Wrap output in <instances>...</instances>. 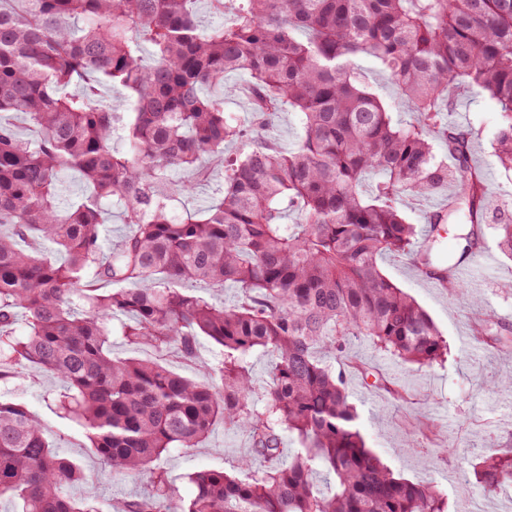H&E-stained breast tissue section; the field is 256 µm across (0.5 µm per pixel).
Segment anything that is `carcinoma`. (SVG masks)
<instances>
[{
	"label": "carcinoma",
	"mask_w": 512,
	"mask_h": 512,
	"mask_svg": "<svg viewBox=\"0 0 512 512\" xmlns=\"http://www.w3.org/2000/svg\"><path fill=\"white\" fill-rule=\"evenodd\" d=\"M201 2L222 23L202 26ZM358 56L387 73L412 122L393 123L356 77ZM234 71L249 76L251 111L299 115L293 147L224 115ZM474 86L499 110L495 156L511 172L512 0H0V384L26 366L54 375L67 388L59 414L85 429L103 468L149 475L147 492L114 512H448L433 483L395 476L367 445L332 359L357 336L420 368L448 355L380 261L407 254L449 294H468L457 272L483 248L489 202L473 133L448 112ZM105 87L121 98H103ZM118 121L124 151L112 146ZM70 171L91 194L63 211ZM215 171L224 181L210 205L169 211ZM450 184L456 202L426 240L449 221L469 229L436 265L398 203ZM114 198L127 232L106 252ZM495 228L512 258V220ZM189 282L239 296L219 304L180 287ZM120 316L127 342L152 358L112 357ZM199 336L220 348L216 362L200 377L170 369L168 357L195 356ZM256 348L274 357L261 395L247 364ZM218 422L249 438L239 469L250 476L197 470L185 506L153 463L199 446ZM283 431L300 445L288 465L254 471L282 455ZM75 483L93 477L50 446L25 404L0 401V498L21 512H99L95 495L65 492ZM477 483L512 484L511 447L487 449Z\"/></svg>",
	"instance_id": "obj_1"
}]
</instances>
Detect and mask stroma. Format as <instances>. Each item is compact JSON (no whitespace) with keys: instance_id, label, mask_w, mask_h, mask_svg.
Here are the masks:
<instances>
[{"instance_id":"stroma-1","label":"stroma","mask_w":512,"mask_h":512,"mask_svg":"<svg viewBox=\"0 0 512 512\" xmlns=\"http://www.w3.org/2000/svg\"><path fill=\"white\" fill-rule=\"evenodd\" d=\"M354 70L388 107L394 121H412V113L373 60L356 58ZM498 118L494 102L477 88L458 99L450 114L452 122L475 135L473 159L485 172L487 196L496 207L512 204V177L505 175L492 155ZM496 241V232L486 229L484 249L492 253L493 265L476 271L470 281L474 293L484 302L480 311L472 309L467 301L450 297L447 289L415 269L409 257H384V275L411 294L429 315L448 341V357L442 364L419 370L377 351L363 338L353 340L351 355L362 366L382 375L388 385L407 390L409 400L388 392V385H365L357 371L346 372L349 401L356 409L358 426L368 445L401 477L432 480L447 496L450 512H512L511 488L485 493L474 475L486 448L512 443V392L488 386L490 380L512 373V353L465 340L473 321L486 312L494 315L497 323L512 325V260L498 253ZM64 390L54 376L30 366L20 379L0 385V399L24 402L42 422L53 447L83 468L96 469L98 457L89 448L84 429L62 418L55 409V400ZM413 437L418 438L419 448L399 451V443ZM441 440L452 445V452L424 459L422 446ZM249 451L250 442L243 433L220 423L199 448L172 452L158 465L178 496L187 501L194 492L188 480L190 473L203 468L237 473L239 458ZM146 489L147 479L139 474L101 479L98 506L101 512H108L111 504L137 498Z\"/></svg>"}]
</instances>
